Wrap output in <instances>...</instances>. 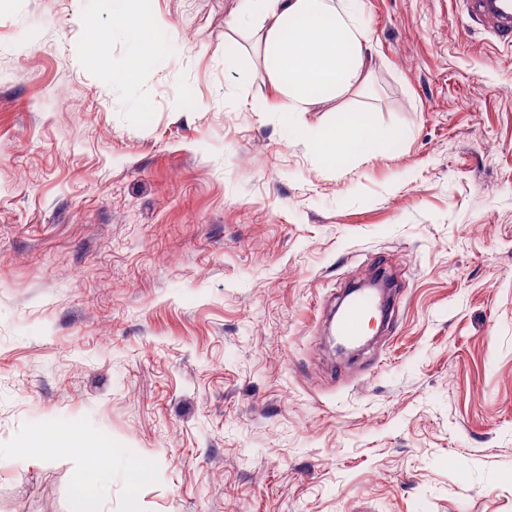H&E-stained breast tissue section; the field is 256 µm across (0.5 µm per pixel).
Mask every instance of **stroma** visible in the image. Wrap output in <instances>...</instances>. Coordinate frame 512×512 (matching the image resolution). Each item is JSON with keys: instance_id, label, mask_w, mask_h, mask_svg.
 Here are the masks:
<instances>
[{"instance_id": "stroma-1", "label": "stroma", "mask_w": 512, "mask_h": 512, "mask_svg": "<svg viewBox=\"0 0 512 512\" xmlns=\"http://www.w3.org/2000/svg\"><path fill=\"white\" fill-rule=\"evenodd\" d=\"M236 5L147 0L144 51L99 0H0V448L111 441L106 512H512V45L361 0L371 79L303 120L394 139L334 166ZM377 266L389 330L336 363ZM78 465L0 461V512H76Z\"/></svg>"}]
</instances>
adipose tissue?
<instances>
[{
  "mask_svg": "<svg viewBox=\"0 0 512 512\" xmlns=\"http://www.w3.org/2000/svg\"><path fill=\"white\" fill-rule=\"evenodd\" d=\"M231 28L257 30L263 67L276 92L275 111H317L361 85L370 64L368 30L359 0H238ZM391 133L363 111L339 113L334 128L308 138L309 148L334 165L388 145ZM66 449L82 458L70 494L78 512H105L115 451L110 441L60 424L24 448L0 449L17 462Z\"/></svg>",
  "mask_w": 512,
  "mask_h": 512,
  "instance_id": "adipose-tissue-1",
  "label": "adipose tissue"
}]
</instances>
